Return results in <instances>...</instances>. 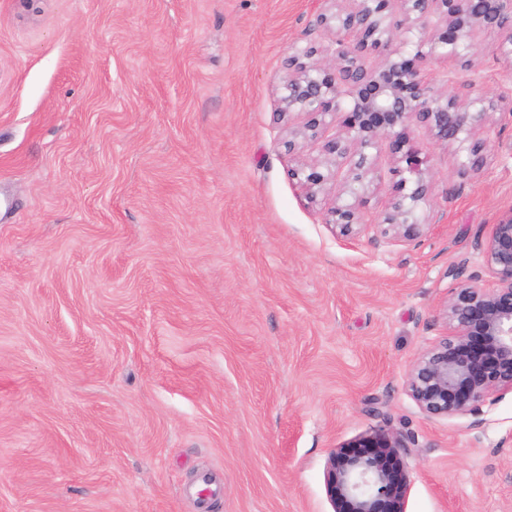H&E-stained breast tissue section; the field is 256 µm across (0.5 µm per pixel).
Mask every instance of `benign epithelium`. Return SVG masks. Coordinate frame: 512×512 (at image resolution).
Returning <instances> with one entry per match:
<instances>
[{"label":"benign epithelium","instance_id":"1","mask_svg":"<svg viewBox=\"0 0 512 512\" xmlns=\"http://www.w3.org/2000/svg\"><path fill=\"white\" fill-rule=\"evenodd\" d=\"M324 42L292 48L285 58L275 123L288 127L289 175L315 202L336 188L324 223L348 236L367 230L365 206L382 183L381 152L391 154L392 192L384 235L421 236L434 215L423 212L432 190L430 156L407 130L417 125L445 148L465 154L461 167L484 164L494 114L512 112V97H468L442 89L433 64L471 61L479 75L476 36L494 35L491 52L512 81V0H321ZM304 117L290 125L292 116ZM320 144L302 159L303 143ZM495 279L456 273L443 307L446 332L409 370L406 388L428 417L475 416L491 395L512 391V209L476 243ZM402 434L381 430L335 448L324 478L333 512H404L409 477Z\"/></svg>","mask_w":512,"mask_h":512}]
</instances>
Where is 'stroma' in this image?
I'll return each instance as SVG.
<instances>
[{"label": "stroma", "mask_w": 512, "mask_h": 512, "mask_svg": "<svg viewBox=\"0 0 512 512\" xmlns=\"http://www.w3.org/2000/svg\"><path fill=\"white\" fill-rule=\"evenodd\" d=\"M319 0H0V512H333L332 448L410 446L405 512H512V392L430 418L407 373L512 209L432 157L414 241L342 236L292 180L283 61ZM480 42L471 97L504 89ZM224 490L200 508L198 474Z\"/></svg>", "instance_id": "1"}]
</instances>
